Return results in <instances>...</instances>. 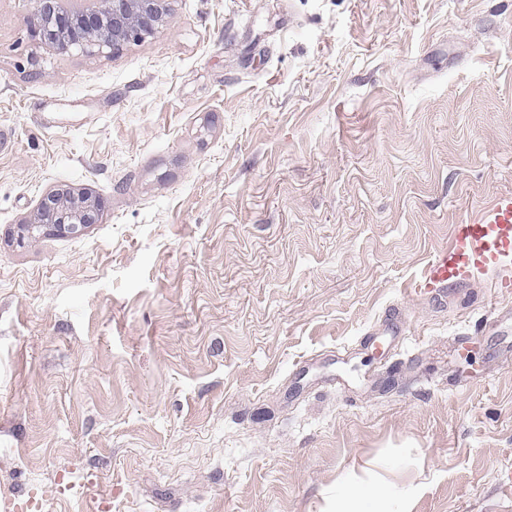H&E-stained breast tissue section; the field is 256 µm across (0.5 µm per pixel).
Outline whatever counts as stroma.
I'll list each match as a JSON object with an SVG mask.
<instances>
[{
	"mask_svg": "<svg viewBox=\"0 0 512 512\" xmlns=\"http://www.w3.org/2000/svg\"><path fill=\"white\" fill-rule=\"evenodd\" d=\"M0 0V506L512 512V293L421 298L512 195V0H170L60 53ZM83 233L16 242L41 197ZM103 206L99 198L83 191L57 188L39 200L32 219L21 224L17 243L24 245L40 234L74 235L99 223ZM388 494L374 482L348 476L336 485L327 512H389Z\"/></svg>",
	"mask_w": 512,
	"mask_h": 512,
	"instance_id": "1",
	"label": "stroma"
}]
</instances>
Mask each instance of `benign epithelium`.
Here are the masks:
<instances>
[{
	"mask_svg": "<svg viewBox=\"0 0 512 512\" xmlns=\"http://www.w3.org/2000/svg\"><path fill=\"white\" fill-rule=\"evenodd\" d=\"M168 13V0H35L31 34L58 51L119 49L153 32ZM99 198L57 188L39 200L30 221L18 228L17 243L40 234L74 235L99 223Z\"/></svg>",
	"mask_w": 512,
	"mask_h": 512,
	"instance_id": "7a95c632",
	"label": "benign epithelium"
}]
</instances>
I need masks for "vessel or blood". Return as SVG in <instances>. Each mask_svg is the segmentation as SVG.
<instances>
[{
    "instance_id": "1",
    "label": "vessel or blood",
    "mask_w": 512,
    "mask_h": 512,
    "mask_svg": "<svg viewBox=\"0 0 512 512\" xmlns=\"http://www.w3.org/2000/svg\"><path fill=\"white\" fill-rule=\"evenodd\" d=\"M512 264V197L495 200L463 224L454 225L452 242L425 267L417 293L468 279L475 272Z\"/></svg>"
}]
</instances>
